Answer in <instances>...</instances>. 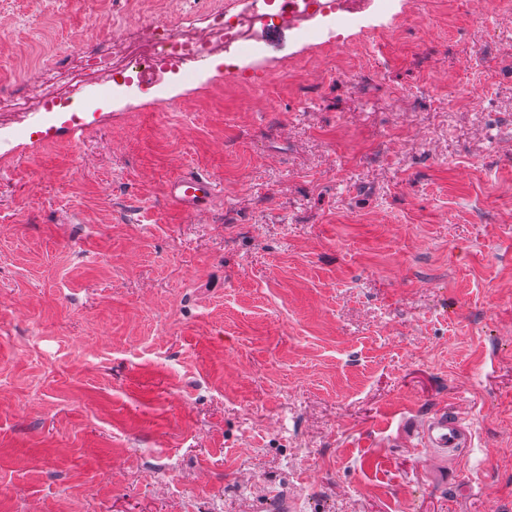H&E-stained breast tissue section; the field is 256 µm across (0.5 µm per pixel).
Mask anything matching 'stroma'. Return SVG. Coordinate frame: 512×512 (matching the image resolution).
<instances>
[{
    "label": "stroma",
    "mask_w": 512,
    "mask_h": 512,
    "mask_svg": "<svg viewBox=\"0 0 512 512\" xmlns=\"http://www.w3.org/2000/svg\"><path fill=\"white\" fill-rule=\"evenodd\" d=\"M134 3L0 0V91ZM510 39L512 0H395L0 115V512H512ZM441 403L444 470L402 432ZM165 196L184 213L196 214L212 205L217 184L208 173L184 172L166 184Z\"/></svg>",
    "instance_id": "1"
}]
</instances>
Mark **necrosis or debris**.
<instances>
[{
    "mask_svg": "<svg viewBox=\"0 0 512 512\" xmlns=\"http://www.w3.org/2000/svg\"><path fill=\"white\" fill-rule=\"evenodd\" d=\"M358 0H238L214 7L202 23L157 16L144 24L122 25L102 47L82 54L77 64L49 69L24 91L0 94V112L19 118L62 106L86 84L110 85L140 68L192 71L195 62L233 50L242 51L272 28L288 25L316 38L318 23L330 18L337 28L350 25Z\"/></svg>",
    "mask_w": 512,
    "mask_h": 512,
    "instance_id": "1",
    "label": "necrosis or debris"
}]
</instances>
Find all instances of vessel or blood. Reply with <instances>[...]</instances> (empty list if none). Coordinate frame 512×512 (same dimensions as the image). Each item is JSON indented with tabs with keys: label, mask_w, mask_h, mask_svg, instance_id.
<instances>
[{
	"label": "vessel or blood",
	"mask_w": 512,
	"mask_h": 512,
	"mask_svg": "<svg viewBox=\"0 0 512 512\" xmlns=\"http://www.w3.org/2000/svg\"><path fill=\"white\" fill-rule=\"evenodd\" d=\"M165 196L184 213L195 214L212 205L217 196V184L209 174L184 172L167 183ZM406 434L417 438L421 447L443 461L471 445V434L464 418L444 406L424 420L408 422Z\"/></svg>",
	"instance_id": "vessel-or-blood-1"
}]
</instances>
